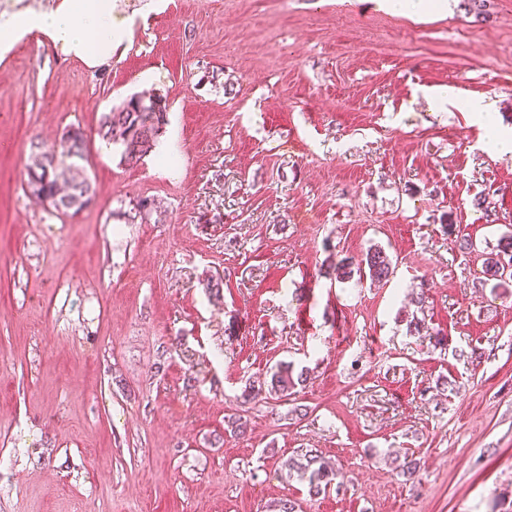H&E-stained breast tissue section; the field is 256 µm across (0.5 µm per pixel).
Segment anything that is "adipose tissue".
<instances>
[{
  "label": "adipose tissue",
  "mask_w": 512,
  "mask_h": 512,
  "mask_svg": "<svg viewBox=\"0 0 512 512\" xmlns=\"http://www.w3.org/2000/svg\"><path fill=\"white\" fill-rule=\"evenodd\" d=\"M126 24L112 8V0H56L55 5L18 12L0 21V59L24 37L35 34L86 67L99 68L112 59L122 42Z\"/></svg>",
  "instance_id": "adipose-tissue-1"
}]
</instances>
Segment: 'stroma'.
<instances>
[{"label": "stroma", "instance_id": "obj_1", "mask_svg": "<svg viewBox=\"0 0 512 512\" xmlns=\"http://www.w3.org/2000/svg\"><path fill=\"white\" fill-rule=\"evenodd\" d=\"M112 7L108 65L34 36L0 59V512H512V278L484 273L512 156L427 96L512 128V0ZM135 93L176 154L132 166L97 135ZM75 126L96 196L71 216L24 183ZM374 246L389 282L330 274ZM282 361L304 385L241 403ZM306 455L337 472L316 496ZM383 2L387 9L396 12L441 10L446 4L443 0H384Z\"/></svg>", "mask_w": 512, "mask_h": 512}]
</instances>
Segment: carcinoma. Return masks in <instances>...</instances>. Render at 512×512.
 I'll return each mask as SVG.
<instances>
[{"label":"carcinoma","instance_id":"cac0c4a2","mask_svg":"<svg viewBox=\"0 0 512 512\" xmlns=\"http://www.w3.org/2000/svg\"><path fill=\"white\" fill-rule=\"evenodd\" d=\"M155 98L134 95L121 106L102 114L97 134L107 143L122 148V158L129 165L137 164L153 151L161 133L160 116L152 111ZM88 162L85 130L73 128L63 140L61 152L40 144L32 146L27 165L26 192L36 203L54 212L75 215L93 200L94 189L82 177ZM357 272L368 273L375 282L389 280L392 262L379 248L368 250L358 264ZM306 373L294 372L289 362L276 365L270 375L268 393L288 397L296 386L306 381ZM291 469L300 473L309 485V491L319 494L332 484L337 474L317 456H304L292 463Z\"/></svg>","mask_w":512,"mask_h":512}]
</instances>
